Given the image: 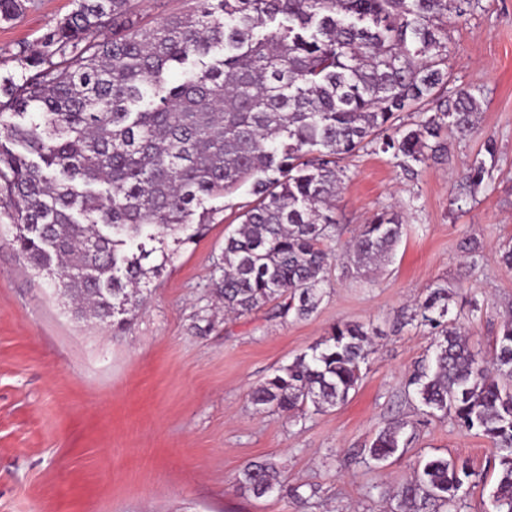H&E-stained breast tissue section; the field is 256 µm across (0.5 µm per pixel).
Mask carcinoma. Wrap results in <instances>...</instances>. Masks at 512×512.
Returning <instances> with one entry per match:
<instances>
[{
  "label": "carcinoma",
  "instance_id": "carcinoma-1",
  "mask_svg": "<svg viewBox=\"0 0 512 512\" xmlns=\"http://www.w3.org/2000/svg\"><path fill=\"white\" fill-rule=\"evenodd\" d=\"M41 49L20 54L21 74L0 83V205L12 245L62 289L78 318L121 329L170 261L152 243H187L211 222L205 203L250 186L240 225L224 237L214 287L238 316L276 303L275 315L310 317L334 263L336 200L344 161L376 146L407 175L443 155V134L478 132L480 101L448 104V16L470 0H196L154 25L134 0H73ZM111 35L97 39L102 28ZM181 79L168 84L170 68ZM435 102L410 126L405 112ZM463 172L489 177L496 142ZM404 234L384 208L361 226L348 263L391 258ZM448 284L418 305L434 357L410 381L420 405L482 435L497 461L493 512H512V318L480 361L448 318ZM372 353L369 332L343 323L251 391L258 411L294 416L345 404ZM403 424L363 449L381 464L405 447ZM475 473L445 457L418 462L397 491V512H460ZM237 487L256 498L281 488L277 464H246Z\"/></svg>",
  "mask_w": 512,
  "mask_h": 512
}]
</instances>
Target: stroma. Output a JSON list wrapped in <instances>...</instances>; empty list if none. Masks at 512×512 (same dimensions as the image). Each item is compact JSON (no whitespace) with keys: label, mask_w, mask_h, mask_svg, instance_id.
I'll return each mask as SVG.
<instances>
[{"label":"stroma","mask_w":512,"mask_h":512,"mask_svg":"<svg viewBox=\"0 0 512 512\" xmlns=\"http://www.w3.org/2000/svg\"><path fill=\"white\" fill-rule=\"evenodd\" d=\"M23 4L15 20L0 22L2 77L19 71L20 52L36 49L72 9L71 0ZM448 31L445 94L480 100L481 133L449 132L446 157L413 178L377 149L350 159L339 242L381 208L398 210L406 230L382 269L331 277L309 318L284 321L268 307L228 318L216 308L233 220L224 199L211 200L216 214L204 235L169 243L170 263L121 331L75 318L13 249L0 210V512H394L390 490L434 456L478 473L462 512H492L489 443L427 413L409 380L433 353L432 336L412 319L430 286L455 289L451 314L478 359H490L512 315V272L498 262L500 244L512 239V0H474ZM486 135L499 147L491 176L452 210L460 173ZM470 238L482 257L468 269L461 244ZM470 297L482 306L474 315ZM203 320L212 329L201 335ZM339 323L363 324L374 343L348 402L302 418L257 411L251 388ZM393 422L412 436L402 455L365 461L363 448ZM267 458L283 491L256 498L237 490L239 471Z\"/></svg>","instance_id":"obj_1"}]
</instances>
